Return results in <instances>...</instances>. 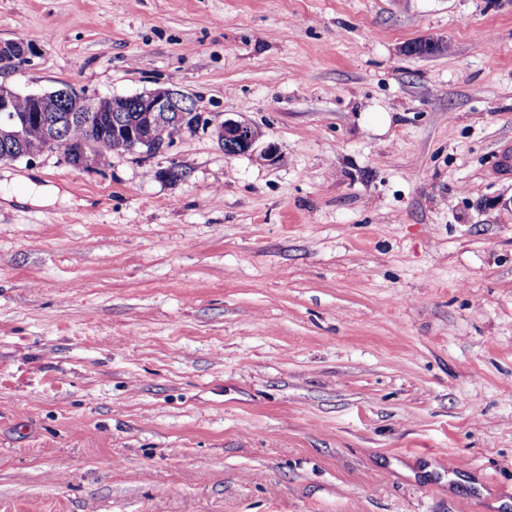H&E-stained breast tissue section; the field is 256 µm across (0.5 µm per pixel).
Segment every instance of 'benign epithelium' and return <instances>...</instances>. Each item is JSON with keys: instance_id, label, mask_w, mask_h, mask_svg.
Returning <instances> with one entry per match:
<instances>
[{"instance_id": "obj_1", "label": "benign epithelium", "mask_w": 512, "mask_h": 512, "mask_svg": "<svg viewBox=\"0 0 512 512\" xmlns=\"http://www.w3.org/2000/svg\"><path fill=\"white\" fill-rule=\"evenodd\" d=\"M33 44L24 40L0 41V64L24 63L33 55ZM25 98L30 102L29 113H14V102ZM44 112H74L84 125L100 126L112 123V133L122 137L130 149L143 154H157L170 148L165 141L155 138V129L166 121L189 124L192 130L209 125L205 112L195 96L181 90L158 88L131 96H109L98 100L86 97L73 86L25 96L0 85V117L4 127L14 137L21 135L28 120L41 119ZM136 112L134 123L123 122V113ZM216 135L229 155H239L254 150L259 133L249 123L228 117L217 127ZM76 147L64 155L65 161L79 170L91 169L105 142H90L83 138L73 140Z\"/></svg>"}]
</instances>
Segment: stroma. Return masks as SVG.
Masks as SVG:
<instances>
[{
    "label": "stroma",
    "mask_w": 512,
    "mask_h": 512,
    "mask_svg": "<svg viewBox=\"0 0 512 512\" xmlns=\"http://www.w3.org/2000/svg\"><path fill=\"white\" fill-rule=\"evenodd\" d=\"M12 39L18 93L209 126L0 161L66 195L0 197V512H512V0H0ZM33 44L24 40L0 41V64L24 63L33 55ZM218 141L228 155H239L254 150L259 133L249 123L233 117L225 118L217 127ZM70 144H78L71 152L68 154H63L65 161L79 170L91 169L96 164V160L98 158V154L104 149L106 143L103 140L94 141H86V139H75L70 140ZM77 156L76 161L74 162L73 155Z\"/></svg>",
    "instance_id": "35a3bbf8"
}]
</instances>
